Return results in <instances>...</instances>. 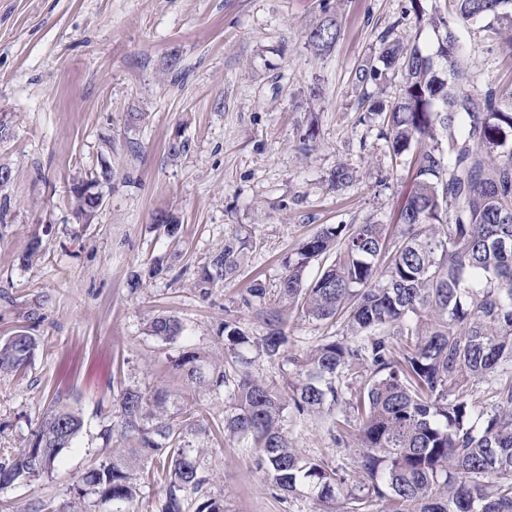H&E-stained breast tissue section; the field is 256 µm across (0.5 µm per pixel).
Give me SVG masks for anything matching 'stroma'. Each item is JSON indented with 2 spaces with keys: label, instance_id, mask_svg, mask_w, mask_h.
I'll use <instances>...</instances> for the list:
<instances>
[{
  "label": "stroma",
  "instance_id": "35a3bbf8",
  "mask_svg": "<svg viewBox=\"0 0 512 512\" xmlns=\"http://www.w3.org/2000/svg\"><path fill=\"white\" fill-rule=\"evenodd\" d=\"M407 0H0V114L12 134L0 163V338L24 330L38 349L21 372L0 373V460L24 447L53 401L85 427L51 476L0 487V512H59L107 452L100 409L129 387L163 389L171 411L194 413L207 432L193 446L208 478L184 512L208 499L224 512H322L308 489L283 495L255 464L254 449L224 432L233 402L186 383L172 361L193 348L223 365L224 323L249 335L263 323L242 307L254 281L276 288L282 261L326 224H390L410 190L409 167L392 162L379 127L362 120V93L396 96L399 77L361 90L355 73L377 54L379 34L435 44ZM335 17L340 36L318 55L307 33ZM467 92L481 99L512 88V54L479 27L462 31ZM319 87L321 96L308 92ZM141 112L137 126L128 113ZM136 151H129V142ZM184 143L180 155L168 154ZM357 172L340 192L337 165ZM105 203L76 218L73 188L102 166ZM177 218L168 234L158 213ZM235 234L249 237L239 275L194 287L208 257ZM32 263H23L27 252ZM177 317L184 337L149 336L152 318ZM290 352L305 354L343 326L286 308ZM357 418L289 411L288 438L362 485Z\"/></svg>",
  "mask_w": 512,
  "mask_h": 512
}]
</instances>
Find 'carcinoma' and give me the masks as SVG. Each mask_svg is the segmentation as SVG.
I'll list each match as a JSON object with an SVG mask.
<instances>
[{
  "label": "carcinoma",
  "mask_w": 512,
  "mask_h": 512,
  "mask_svg": "<svg viewBox=\"0 0 512 512\" xmlns=\"http://www.w3.org/2000/svg\"><path fill=\"white\" fill-rule=\"evenodd\" d=\"M483 21L492 41L509 33L512 53V0H445V9L428 19L445 30L433 52L390 37L391 26L380 35L377 61L356 74L358 82L376 85L389 70L401 77L394 100L363 98L368 114L386 124L390 155L414 161L413 186L396 224L322 226L284 262L279 302H269L261 282L242 298L264 323L263 335L252 339L226 320L231 363L219 369L197 351L173 361L186 381L232 396L224 431L254 448L272 485L288 494L310 488L324 512H336L340 499L351 504L349 512H361L366 497L324 461L293 448L284 416L291 407L300 414L334 408L355 375L364 379L353 410L368 494L390 498L394 512H512V92L502 101L494 91L482 99L464 91L467 64L458 33ZM338 36L337 20L328 16L310 29L307 42L321 54ZM99 176L112 171L92 173L74 189L78 213L96 211L90 188ZM355 181L356 171L346 165L328 177L338 191ZM249 246L237 235L224 239L197 270L195 287L205 291L233 279ZM331 253L336 259L305 284L310 263ZM280 302L316 321L344 317L353 340L288 353ZM148 332L169 342L183 336L184 326L159 315ZM246 345L298 368V381L280 388L255 378L241 351ZM36 348L24 331L0 341V372L25 369ZM480 380L494 384L488 409L468 397L469 385ZM203 427L192 415L169 411L163 390L125 389L101 425L111 453L84 475L67 512H78L77 502L90 495L127 512L149 462L167 484L159 512H182L184 497L207 483L190 441ZM83 429L82 416L69 406L48 407L26 446L0 464V485L51 474ZM115 438L131 447L112 448Z\"/></svg>",
  "instance_id": "obj_1"
}]
</instances>
